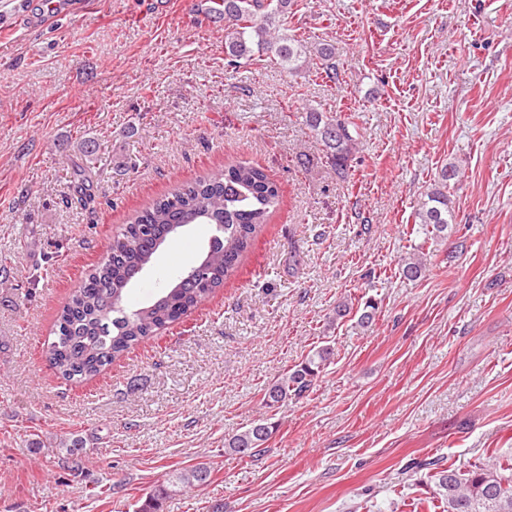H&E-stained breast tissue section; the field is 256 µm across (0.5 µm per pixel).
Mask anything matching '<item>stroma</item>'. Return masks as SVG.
Returning a JSON list of instances; mask_svg holds the SVG:
<instances>
[{"label":"stroma","mask_w":512,"mask_h":512,"mask_svg":"<svg viewBox=\"0 0 512 512\" xmlns=\"http://www.w3.org/2000/svg\"><path fill=\"white\" fill-rule=\"evenodd\" d=\"M288 31L334 44L336 79L229 67L223 26L190 0H0V512H136L156 492L160 512H441L429 462L512 457V0H298ZM310 107L354 116L347 174ZM238 161L282 203L236 272L95 379H61L56 314L118 228ZM446 165L456 222L406 279L407 228ZM210 235L169 243L129 303ZM364 295L372 326L331 324ZM325 345L312 389L266 408L268 384ZM257 419L274 426L264 456L226 452ZM197 464L208 483L173 485Z\"/></svg>","instance_id":"stroma-1"}]
</instances>
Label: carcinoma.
Masks as SVG:
<instances>
[{"mask_svg": "<svg viewBox=\"0 0 512 512\" xmlns=\"http://www.w3.org/2000/svg\"><path fill=\"white\" fill-rule=\"evenodd\" d=\"M294 0H219L207 14L212 23H224V55L229 65L266 55L290 70L301 68L307 47L288 34L287 19ZM320 70L336 79V48L327 43L314 47ZM306 122L327 150L338 171H345L357 150L355 123L336 112L306 113ZM454 166H444L439 178L418 201L412 232L423 241L447 234L455 223L448 196V181L456 178ZM277 184L258 166L234 162L192 182L180 184L136 213L112 238L108 253L85 274L68 297L55 323L48 359L59 376L81 383L106 368L140 343L176 323L224 286L272 214L280 206ZM209 224L214 233L203 263L190 267L188 278L178 274L150 304L124 305L143 267L155 250L172 238L177 225ZM422 257L402 259V274L409 280L422 276ZM331 348L322 346L292 371L268 385L264 393L269 408L288 398H300L313 386L330 360ZM273 433L259 420L224 442V450L253 457ZM211 471L198 464L175 475V484L192 488L205 483ZM437 487L446 512H512V462L494 460L462 475L448 468L436 472Z\"/></svg>", "mask_w": 512, "mask_h": 512, "instance_id": "obj_1", "label": "carcinoma"}]
</instances>
